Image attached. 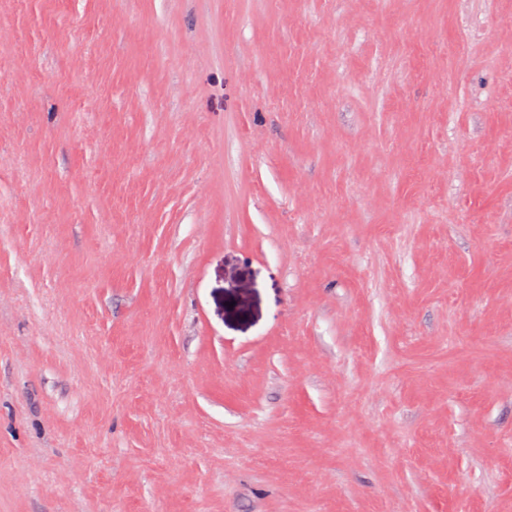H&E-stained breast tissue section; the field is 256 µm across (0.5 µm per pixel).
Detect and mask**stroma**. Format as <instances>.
<instances>
[{"label": "stroma", "instance_id": "35a3bbf8", "mask_svg": "<svg viewBox=\"0 0 512 512\" xmlns=\"http://www.w3.org/2000/svg\"><path fill=\"white\" fill-rule=\"evenodd\" d=\"M0 512H512V0H0Z\"/></svg>", "mask_w": 512, "mask_h": 512}]
</instances>
